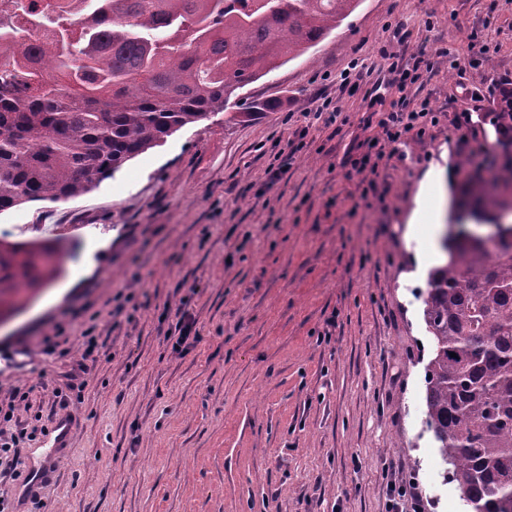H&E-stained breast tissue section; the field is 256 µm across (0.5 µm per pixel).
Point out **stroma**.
<instances>
[{"label":"stroma","instance_id":"1","mask_svg":"<svg viewBox=\"0 0 512 512\" xmlns=\"http://www.w3.org/2000/svg\"><path fill=\"white\" fill-rule=\"evenodd\" d=\"M474 35L487 54L449 68L440 48L468 58ZM385 51L430 61L405 94L437 121L384 149L372 176L350 161L400 96ZM357 64L369 76L341 85ZM510 91L512 0H361L247 87L280 108L234 125L211 114L79 198L1 214L5 239L63 257L0 326V406L34 431L0 486L12 512H387L388 482L410 476L427 512H469L425 427L422 295L438 260L419 265L430 244L406 229L448 218L443 198L498 166L489 114ZM328 100L333 124L312 117ZM301 129L288 173L265 185ZM181 307L200 334L182 350Z\"/></svg>","mask_w":512,"mask_h":512}]
</instances>
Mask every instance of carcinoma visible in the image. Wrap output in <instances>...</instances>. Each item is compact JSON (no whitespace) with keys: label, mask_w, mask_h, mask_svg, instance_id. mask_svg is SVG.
Returning a JSON list of instances; mask_svg holds the SVG:
<instances>
[{"label":"carcinoma","mask_w":512,"mask_h":512,"mask_svg":"<svg viewBox=\"0 0 512 512\" xmlns=\"http://www.w3.org/2000/svg\"><path fill=\"white\" fill-rule=\"evenodd\" d=\"M112 25L78 38L61 23L53 45L0 35V83L21 65L26 99L0 94V213L79 197L126 161L215 112L255 103L239 91L328 37L359 0H110ZM512 145V96L494 116ZM512 157L471 180L459 205L487 220L505 202ZM422 316L426 427L472 512H512V246H442ZM50 242L0 240V316L52 281ZM456 356H450V353Z\"/></svg>","instance_id":"carcinoma-1"}]
</instances>
